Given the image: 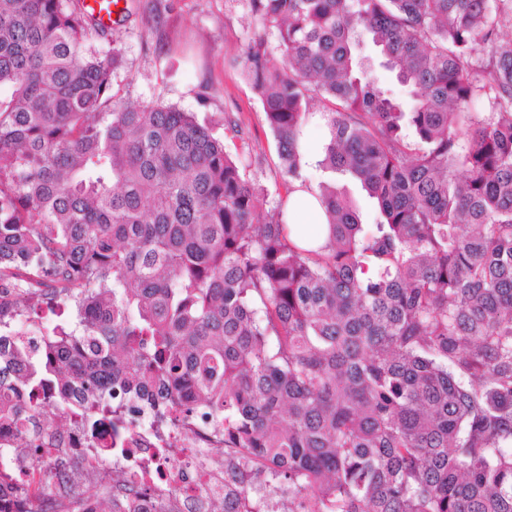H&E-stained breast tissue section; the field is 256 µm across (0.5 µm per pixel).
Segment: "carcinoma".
I'll list each match as a JSON object with an SVG mask.
<instances>
[{
  "label": "carcinoma",
  "mask_w": 512,
  "mask_h": 512,
  "mask_svg": "<svg viewBox=\"0 0 512 512\" xmlns=\"http://www.w3.org/2000/svg\"><path fill=\"white\" fill-rule=\"evenodd\" d=\"M249 4L280 57L254 42L248 76L324 208L315 248L194 113L114 101L80 0H0V464L30 458L43 504L72 493L62 421L116 397L224 423V512L270 486L288 512H512V0ZM312 123L377 224L306 177ZM45 270L78 322L31 348L14 322Z\"/></svg>",
  "instance_id": "cac0c4a2"
}]
</instances>
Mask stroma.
I'll list each match as a JSON object with an SVG mask.
<instances>
[{"label": "stroma", "instance_id": "obj_1", "mask_svg": "<svg viewBox=\"0 0 512 512\" xmlns=\"http://www.w3.org/2000/svg\"><path fill=\"white\" fill-rule=\"evenodd\" d=\"M258 39L278 55L275 32L252 15L248 0H131L124 21L105 30L96 48L119 60L112 91L121 104L196 113L243 161L272 207L287 199L288 182L246 75V50ZM228 115L240 136L225 130Z\"/></svg>", "mask_w": 512, "mask_h": 512}]
</instances>
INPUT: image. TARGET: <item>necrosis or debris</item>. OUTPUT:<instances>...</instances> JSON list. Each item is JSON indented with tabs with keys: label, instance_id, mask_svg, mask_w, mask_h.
<instances>
[{
	"label": "necrosis or debris",
	"instance_id": "necrosis-or-debris-1",
	"mask_svg": "<svg viewBox=\"0 0 512 512\" xmlns=\"http://www.w3.org/2000/svg\"><path fill=\"white\" fill-rule=\"evenodd\" d=\"M95 437L72 427L68 455L98 477L97 487L126 488L140 512H208L224 496V430L212 419L170 413L157 418L113 403Z\"/></svg>",
	"mask_w": 512,
	"mask_h": 512
}]
</instances>
